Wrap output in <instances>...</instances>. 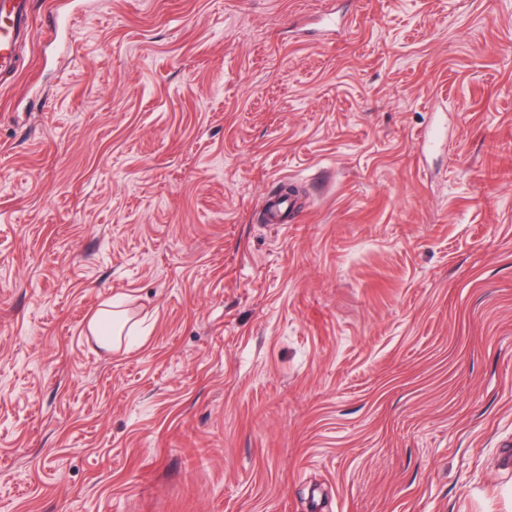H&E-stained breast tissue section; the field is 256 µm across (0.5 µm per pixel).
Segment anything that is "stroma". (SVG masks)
<instances>
[{"instance_id":"1","label":"stroma","mask_w":512,"mask_h":512,"mask_svg":"<svg viewBox=\"0 0 512 512\" xmlns=\"http://www.w3.org/2000/svg\"><path fill=\"white\" fill-rule=\"evenodd\" d=\"M32 11L0 512H512V0ZM120 307L118 302L107 300L88 322V331L104 347L121 346L124 331L134 321Z\"/></svg>"}]
</instances>
